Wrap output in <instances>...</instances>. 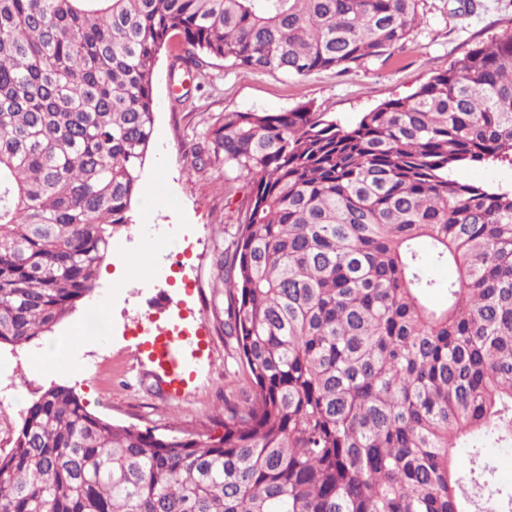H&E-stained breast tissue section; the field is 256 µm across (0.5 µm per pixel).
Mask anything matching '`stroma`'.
<instances>
[{"instance_id": "1", "label": "stroma", "mask_w": 512, "mask_h": 512, "mask_svg": "<svg viewBox=\"0 0 512 512\" xmlns=\"http://www.w3.org/2000/svg\"><path fill=\"white\" fill-rule=\"evenodd\" d=\"M509 32L512 0H423V20L411 41L391 55L296 78L213 60L187 74L191 94L181 103L169 78L180 47L170 42L152 75L157 112L141 194L131 225L112 238L113 263L102 267L90 302L79 304L53 333L24 346H0V378L33 389L20 404L0 410V448L11 447L34 397L56 385L72 388L90 412L118 424L166 435H223L224 399L240 396L247 368L224 333L218 249L238 231L246 191H225L222 160L192 168L205 131L227 112H285L303 102L348 126L380 103L412 94L476 43ZM165 224L180 225L183 255L169 277L171 307L156 313L149 273L163 251L149 236ZM93 303L113 323L96 339L80 333ZM153 323H174L189 333L179 344L178 370L187 380L183 397H163L162 369L142 349Z\"/></svg>"}]
</instances>
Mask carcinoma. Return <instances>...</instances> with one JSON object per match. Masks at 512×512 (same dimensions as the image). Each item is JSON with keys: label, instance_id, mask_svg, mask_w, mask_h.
<instances>
[{"label": "carcinoma", "instance_id": "1", "mask_svg": "<svg viewBox=\"0 0 512 512\" xmlns=\"http://www.w3.org/2000/svg\"><path fill=\"white\" fill-rule=\"evenodd\" d=\"M422 0H0V345L54 331L131 223L153 67L288 77L411 40ZM247 204L224 248L250 370L224 435L114 424L52 386L0 452V512H512V33L343 126L309 103L206 133ZM455 267L428 302L419 244ZM460 175L468 181L483 187L501 186L512 187V168L507 165L474 164L464 166ZM483 455L496 467L497 481L503 486L512 487V447L500 448L492 442H487L483 448Z\"/></svg>", "mask_w": 512, "mask_h": 512}]
</instances>
